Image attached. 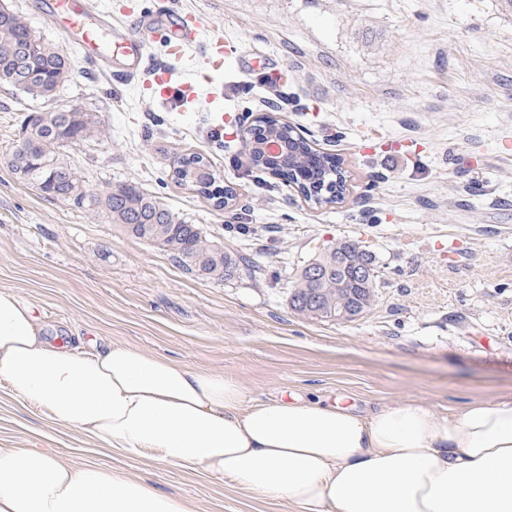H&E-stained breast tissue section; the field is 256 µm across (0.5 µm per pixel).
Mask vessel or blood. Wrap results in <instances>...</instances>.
<instances>
[{
    "instance_id": "1",
    "label": "vessel or blood",
    "mask_w": 512,
    "mask_h": 512,
    "mask_svg": "<svg viewBox=\"0 0 512 512\" xmlns=\"http://www.w3.org/2000/svg\"><path fill=\"white\" fill-rule=\"evenodd\" d=\"M50 9L60 23V30L84 56L105 64L120 61L129 74H136L150 41L165 42L167 61L152 68L151 76L166 101L184 103L196 96L193 82L182 79L176 69L186 51L200 41L201 24L194 13L175 12L170 21L144 20L134 28H113L107 15L92 14L86 0H51ZM236 49L223 38H212L204 50L203 64L211 71L220 70L225 59Z\"/></svg>"
}]
</instances>
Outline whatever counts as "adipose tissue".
<instances>
[{
    "label": "adipose tissue",
    "instance_id": "ef3b65f1",
    "mask_svg": "<svg viewBox=\"0 0 512 512\" xmlns=\"http://www.w3.org/2000/svg\"><path fill=\"white\" fill-rule=\"evenodd\" d=\"M0 377L13 396L129 457H150L293 512H512V399L441 414L397 401L246 399L221 374L129 346L62 348L0 290ZM0 512H195L96 465L0 448Z\"/></svg>",
    "mask_w": 512,
    "mask_h": 512
}]
</instances>
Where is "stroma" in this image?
I'll return each mask as SVG.
<instances>
[{
  "label": "stroma",
  "mask_w": 512,
  "mask_h": 512,
  "mask_svg": "<svg viewBox=\"0 0 512 512\" xmlns=\"http://www.w3.org/2000/svg\"><path fill=\"white\" fill-rule=\"evenodd\" d=\"M503 0H133L171 7L237 46L193 103L145 88L165 61L149 42L135 78L106 73L59 32L45 0H10L63 49L74 75L58 105L96 104L102 135L71 154L89 187L134 182L258 261L218 282L91 215L41 195L5 163L42 103L0 85V290L17 292L52 342L130 346L236 379L247 398L349 395L362 413L417 401L442 413L512 397V7ZM286 72L280 116L338 155L342 202L304 200L249 172L239 120L267 109L266 74ZM203 154L237 192L217 209L174 183ZM377 260V301L354 322L294 312L304 261L339 238ZM0 447L112 468L197 512H288L176 465L116 455L14 397L0 378Z\"/></svg>",
  "instance_id": "obj_1"
}]
</instances>
